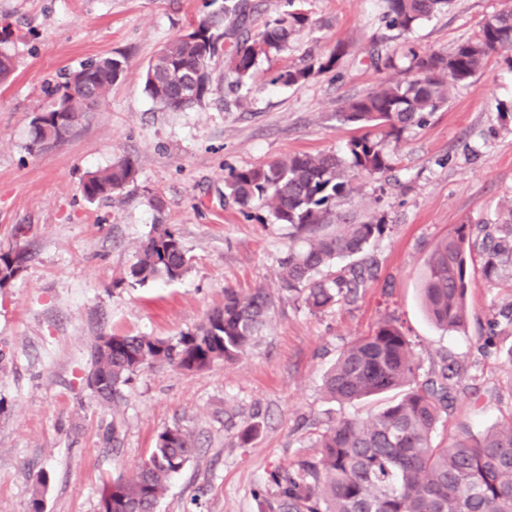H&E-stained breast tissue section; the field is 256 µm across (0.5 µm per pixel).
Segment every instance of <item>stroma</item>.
I'll use <instances>...</instances> for the list:
<instances>
[{"mask_svg": "<svg viewBox=\"0 0 512 512\" xmlns=\"http://www.w3.org/2000/svg\"><path fill=\"white\" fill-rule=\"evenodd\" d=\"M224 0H0V49L14 72L0 83V250H25L22 276L0 289V512H98L104 484L130 479L157 435L180 425L197 448L176 474L159 512H258L254 492L268 470L316 456L315 442L343 417H367L381 395L331 401L323 378L344 347L395 318L414 361L429 371L441 357L462 366L447 427L480 434L512 414L505 356L512 324L497 328V350L481 338L512 305V267L487 280L469 268L464 331L429 319L421 285L425 261L457 224H492L512 200V62L494 56L425 122L387 143L392 169L360 176L342 210L386 215L389 230L369 249L378 278L355 303L312 313L278 291L287 226L265 205L249 213L224 199V175L293 154L343 150L355 126L346 102L403 79L411 51H450L477 38L485 19L512 0H452L411 31L386 25V0H303L311 27L277 56L259 60L248 93L224 82L227 51L209 64L205 97L189 109H160L144 89L147 62ZM336 71L299 86L275 75L329 54ZM123 54L127 70L87 121L45 153L27 149L29 123L50 87L88 59ZM391 56L393 68L373 62ZM120 158L138 175L112 198L87 201L91 172ZM162 208H154L152 198ZM181 239L190 268L181 278L140 284L129 275L154 225ZM274 292L269 325L236 361L196 372L145 368L119 409L87 385L91 348L111 334L172 338L224 303L225 289ZM249 424V444L239 434ZM119 429L120 441L106 439Z\"/></svg>", "mask_w": 512, "mask_h": 512, "instance_id": "35a3bbf8", "label": "stroma"}]
</instances>
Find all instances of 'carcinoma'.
<instances>
[{
    "instance_id": "1",
    "label": "carcinoma",
    "mask_w": 512,
    "mask_h": 512,
    "mask_svg": "<svg viewBox=\"0 0 512 512\" xmlns=\"http://www.w3.org/2000/svg\"><path fill=\"white\" fill-rule=\"evenodd\" d=\"M448 0H387L386 22L409 31L440 11ZM250 11L248 0H224V14L240 21ZM309 23L300 9L266 24L263 30L235 40L224 81L240 88L248 83L262 58L279 53L296 29ZM227 32L212 18L200 20L173 39L142 72L149 97L169 111L200 102L209 90V61L223 48ZM512 54V10L486 20L474 40L440 53L411 52L409 76L388 82L351 99L338 114L347 124L365 129L342 153L294 154L268 164L231 169L224 176V198L240 208L255 201L267 206L278 224L288 226V247L275 276L280 289L295 296L311 312L357 299L375 277L376 265L341 261L365 253L387 230L385 216L358 217L337 210L354 191L360 174L382 175L392 155L383 141H400L408 127L422 123L448 100L451 88L472 78L491 56ZM336 47L317 67L288 69L272 82L298 86L317 70L330 71L340 59ZM127 68L123 55L93 58L72 71L50 91L51 104L40 109L52 124L57 104L88 118L91 104L105 100L112 84ZM128 160L90 173L84 197L108 199L136 179ZM498 224H458L440 240L425 262L424 303L437 327L461 331L466 323L467 254L481 257L482 274L491 280L512 266V206ZM27 254L0 251V286L24 267ZM190 258L181 239L165 224L138 248L130 274L139 283L182 278ZM273 295L266 288L249 294L224 290V306L213 310L193 332L174 338L107 335L92 347L91 374L98 402L117 409L124 389L145 367L172 366L197 371L242 355L268 323ZM410 343L395 321H381L368 335L354 340L337 357L323 388L334 401L355 402L396 393V398L365 419L342 418L319 434V454L290 467L268 472L258 492V512H512V416L481 435L466 428L435 442L434 433L452 408L458 368L443 360L419 379ZM196 450L191 432L176 424L161 431L135 476L102 488L99 512H156L175 474Z\"/></svg>"
}]
</instances>
